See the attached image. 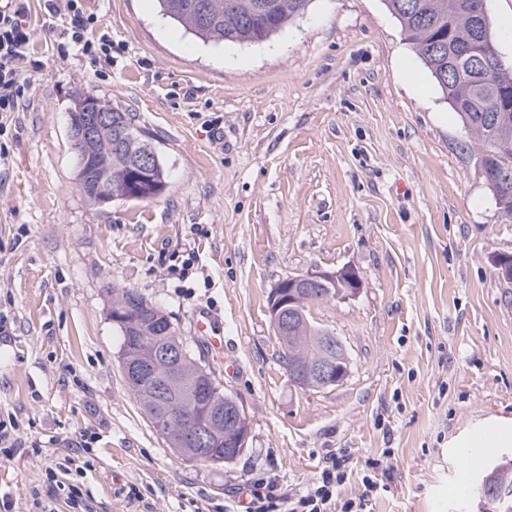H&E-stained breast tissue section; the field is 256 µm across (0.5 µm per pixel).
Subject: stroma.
Here are the masks:
<instances>
[{
    "instance_id": "35a3bbf8",
    "label": "stroma",
    "mask_w": 512,
    "mask_h": 512,
    "mask_svg": "<svg viewBox=\"0 0 512 512\" xmlns=\"http://www.w3.org/2000/svg\"><path fill=\"white\" fill-rule=\"evenodd\" d=\"M31 83L0 137V461L11 512H239L276 477L303 495L330 455L338 501L366 512H491L456 487L449 442L512 417V221L478 150L385 0H311L267 41L213 46L153 0H100L112 62L61 52L63 29L28 0ZM154 136L168 186L152 201L91 204L78 187L76 93ZM351 268L358 293L312 307L344 343L332 389L298 387L270 323L281 279ZM171 317L250 427L231 466L170 448L127 387L112 291ZM214 317L216 361L196 329Z\"/></svg>"
}]
</instances>
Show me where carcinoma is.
Listing matches in <instances>:
<instances>
[{
	"label": "carcinoma",
	"instance_id": "obj_1",
	"mask_svg": "<svg viewBox=\"0 0 512 512\" xmlns=\"http://www.w3.org/2000/svg\"><path fill=\"white\" fill-rule=\"evenodd\" d=\"M162 16L181 26L203 42L214 44H259L303 14L311 0H156ZM478 0H386L389 11L399 20L402 30L417 49L428 71L441 88L448 104L460 117L468 137L480 150L488 170L505 169L512 173V70H491L470 62V53L485 39L476 26ZM155 148L153 135L141 129L127 147L116 146V131L106 130L87 150L88 161L78 167L77 181L88 201L97 203L94 187L101 171L117 172L137 155ZM495 203L503 216L512 219V180L486 179ZM167 186L161 163L155 164L152 181L140 186L141 198L151 200ZM302 306L303 317L293 331L279 337L287 365L313 366L329 354L327 337L332 332L320 326ZM112 316L126 321L115 324L122 337L121 347L128 348L126 361L138 365L158 343L174 349L183 343L169 314L130 288L112 289ZM211 390L198 419H208L211 410L224 409V388L212 371ZM156 431L169 447L193 458L195 446L190 441L192 422L174 418L164 425L154 419L170 404L196 395L195 373L188 370L181 382L166 392L158 390L154 378H140L127 383ZM224 425H219L210 458L201 462L219 465L224 455ZM483 484L473 485L496 493V512H512V460L503 461L479 475Z\"/></svg>",
	"mask_w": 512,
	"mask_h": 512
}]
</instances>
